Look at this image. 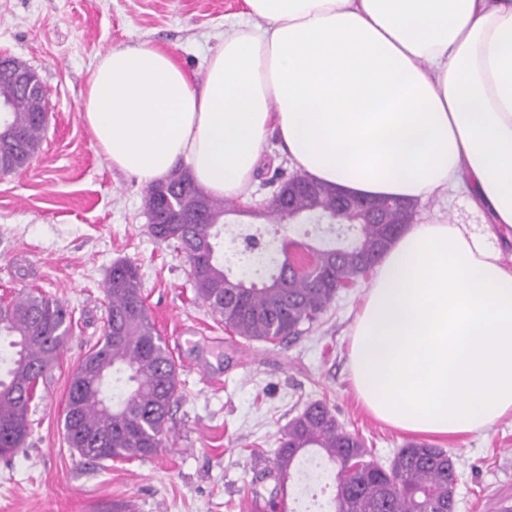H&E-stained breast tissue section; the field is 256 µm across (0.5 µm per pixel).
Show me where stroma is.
<instances>
[{
	"mask_svg": "<svg viewBox=\"0 0 512 512\" xmlns=\"http://www.w3.org/2000/svg\"><path fill=\"white\" fill-rule=\"evenodd\" d=\"M242 9V0H0V54L37 72L49 113L30 166L0 177V301L40 294L71 316L32 404L26 446L0 458V512H113L124 503L132 512H246L253 493L274 486L261 475L281 430L314 400L326 401L379 463L411 440L370 417L348 378L349 332L368 281L339 290L293 342L235 336L197 299L185 256L152 236L146 183L112 168L79 115L89 73L107 50L168 49L198 83ZM262 168L245 191L251 214L227 216L222 238L255 224L279 177L295 174L277 135L267 140ZM417 218L485 222L463 192L418 201ZM118 261L139 269L145 306L177 365L180 397L159 456L87 461L67 445L64 411L74 371L103 334L105 283ZM443 448L457 462V512H498V500L512 498V417ZM334 493V471L323 460L316 477L298 469L284 487L290 512H326Z\"/></svg>",
	"mask_w": 512,
	"mask_h": 512,
	"instance_id": "35a3bbf8",
	"label": "stroma"
}]
</instances>
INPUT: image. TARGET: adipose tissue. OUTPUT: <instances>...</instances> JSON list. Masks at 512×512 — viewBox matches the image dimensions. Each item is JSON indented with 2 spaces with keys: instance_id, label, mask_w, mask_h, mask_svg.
I'll return each instance as SVG.
<instances>
[{
  "instance_id": "1",
  "label": "adipose tissue",
  "mask_w": 512,
  "mask_h": 512,
  "mask_svg": "<svg viewBox=\"0 0 512 512\" xmlns=\"http://www.w3.org/2000/svg\"><path fill=\"white\" fill-rule=\"evenodd\" d=\"M194 83L169 52L113 48L80 116L145 183L187 165L242 196L276 133L295 168L365 197L461 187L478 234L408 226L374 267L350 330L361 405L402 432L460 440L512 415V0H244Z\"/></svg>"
}]
</instances>
